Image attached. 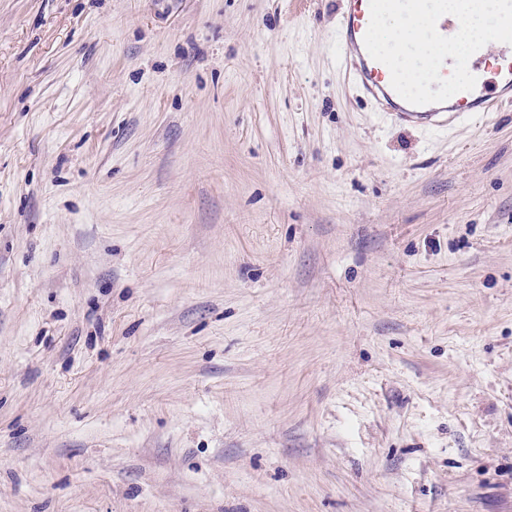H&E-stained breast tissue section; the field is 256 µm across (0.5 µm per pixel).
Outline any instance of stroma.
<instances>
[{"instance_id": "obj_1", "label": "stroma", "mask_w": 512, "mask_h": 512, "mask_svg": "<svg viewBox=\"0 0 512 512\" xmlns=\"http://www.w3.org/2000/svg\"><path fill=\"white\" fill-rule=\"evenodd\" d=\"M344 9L0 0V512H512V102ZM346 10L336 32L337 43L361 97L375 103L393 123L443 128L475 112H494L499 103L512 101V45L499 42L493 55L483 46L468 61L476 76L473 90L456 93L442 103L413 105L391 85L389 69L366 50L364 36L370 23V0H345ZM493 58L495 66L487 64Z\"/></svg>"}]
</instances>
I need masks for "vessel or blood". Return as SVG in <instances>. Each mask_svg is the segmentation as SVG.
<instances>
[{
	"label": "vessel or blood",
	"mask_w": 512,
	"mask_h": 512,
	"mask_svg": "<svg viewBox=\"0 0 512 512\" xmlns=\"http://www.w3.org/2000/svg\"><path fill=\"white\" fill-rule=\"evenodd\" d=\"M370 16V0H346L336 39L362 98L379 106L393 123L443 128L512 101V45L501 43L494 53L482 48L470 57L468 69L477 78L473 90L456 93L441 103L407 102L393 89L389 69L374 60L365 47Z\"/></svg>",
	"instance_id": "1"
}]
</instances>
